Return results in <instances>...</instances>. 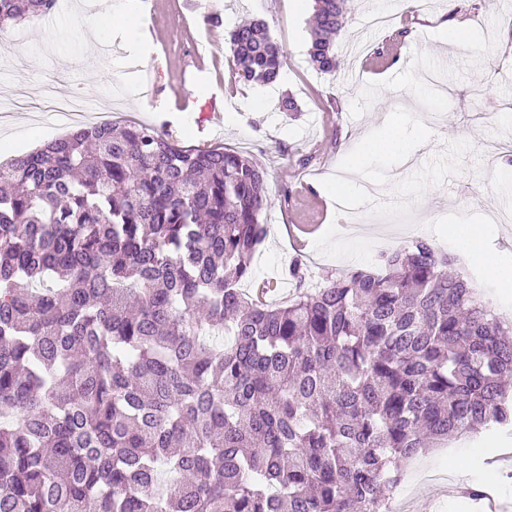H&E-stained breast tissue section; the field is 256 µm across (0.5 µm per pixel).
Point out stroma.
<instances>
[{"label":"stroma","instance_id":"obj_1","mask_svg":"<svg viewBox=\"0 0 512 512\" xmlns=\"http://www.w3.org/2000/svg\"><path fill=\"white\" fill-rule=\"evenodd\" d=\"M102 0H58L39 26L9 25L8 38L26 56L8 52L0 63V101L33 103L44 94L77 92L99 105V122L135 121L166 133L187 149L228 147L249 152L266 167L271 205L269 235L253 260L248 292L272 285L268 300L291 289L282 272L304 259L315 280L337 270L370 265L404 245L398 226L432 240L465 275L450 238L452 226L482 227L477 245L496 261L512 238V168L500 150L512 141V0H354L336 40L335 72L316 71L309 60L312 0H156L142 10L159 40L141 55L128 29H108L109 55L88 51L85 15ZM262 19L281 47L280 80L262 86L244 80L226 52L228 32L241 20ZM464 19L478 47L448 45L440 27ZM407 34L400 43L392 36ZM399 49L382 70L375 51ZM292 94L298 114L282 112ZM400 117L401 145L369 150L382 138L387 114ZM66 126L37 112L14 113L0 123V163L67 134ZM350 178L343 200L325 195L337 173ZM325 200L313 209L314 197ZM360 215V235L341 229ZM496 223H486V215ZM314 224L317 232L296 248L286 227ZM462 436L437 444L403 466L410 512H486L466 497L472 468L455 465Z\"/></svg>","mask_w":512,"mask_h":512}]
</instances>
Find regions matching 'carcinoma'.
Listing matches in <instances>:
<instances>
[{
  "mask_svg": "<svg viewBox=\"0 0 512 512\" xmlns=\"http://www.w3.org/2000/svg\"><path fill=\"white\" fill-rule=\"evenodd\" d=\"M336 71L351 0H314ZM56 0H0V34ZM227 49L268 85L246 20ZM0 512H389L402 464L512 427V323L424 237L320 288L246 294L267 172L153 127L80 128L0 166Z\"/></svg>",
  "mask_w": 512,
  "mask_h": 512,
  "instance_id": "1",
  "label": "carcinoma"
}]
</instances>
